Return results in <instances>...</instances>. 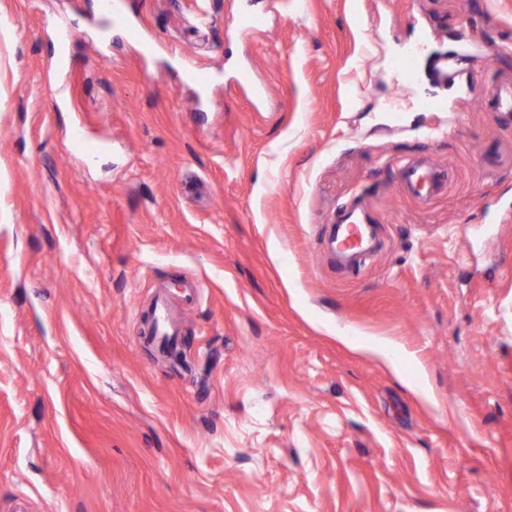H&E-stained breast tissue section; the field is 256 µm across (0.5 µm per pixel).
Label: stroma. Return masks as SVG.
<instances>
[{"label":"stroma","mask_w":512,"mask_h":512,"mask_svg":"<svg viewBox=\"0 0 512 512\" xmlns=\"http://www.w3.org/2000/svg\"><path fill=\"white\" fill-rule=\"evenodd\" d=\"M508 80L512 0H0V512H512ZM402 183L414 195L428 199L445 185L448 175L433 167L408 163L401 172ZM351 216L343 222L333 224V230L328 240L329 249L341 260L353 262L363 253L370 251L369 238L373 224H367L362 219ZM152 333L151 340L160 348L169 350L176 348L179 333L174 322L170 318L169 310L165 302L156 301L151 311Z\"/></svg>","instance_id":"stroma-1"}]
</instances>
